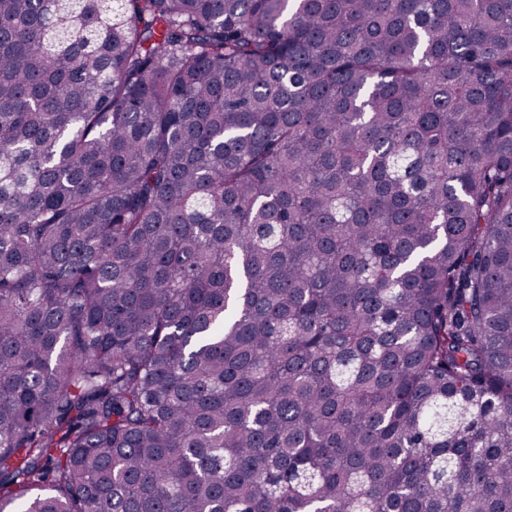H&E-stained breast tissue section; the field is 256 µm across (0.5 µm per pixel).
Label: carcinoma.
Wrapping results in <instances>:
<instances>
[{
	"mask_svg": "<svg viewBox=\"0 0 512 512\" xmlns=\"http://www.w3.org/2000/svg\"><path fill=\"white\" fill-rule=\"evenodd\" d=\"M0 512H512V0H0Z\"/></svg>",
	"mask_w": 512,
	"mask_h": 512,
	"instance_id": "carcinoma-1",
	"label": "carcinoma"
}]
</instances>
